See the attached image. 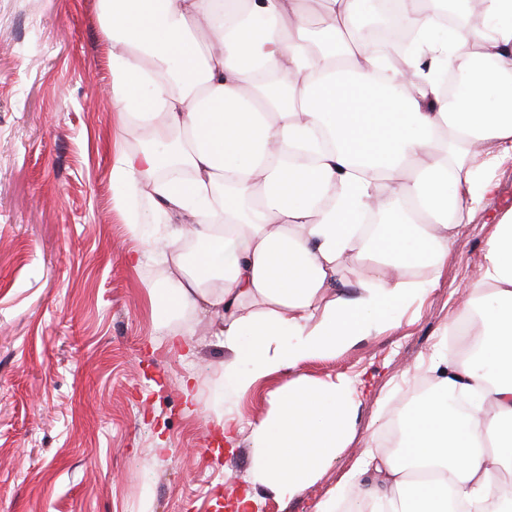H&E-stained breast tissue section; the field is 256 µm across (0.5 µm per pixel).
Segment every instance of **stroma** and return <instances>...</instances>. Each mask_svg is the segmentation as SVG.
I'll return each mask as SVG.
<instances>
[{
    "mask_svg": "<svg viewBox=\"0 0 512 512\" xmlns=\"http://www.w3.org/2000/svg\"><path fill=\"white\" fill-rule=\"evenodd\" d=\"M111 61L98 0H0V512H232L249 430L228 449L217 398L244 421L274 409V376L224 392V345L203 321L172 347L153 290L168 264L130 235L112 188ZM440 282L399 327L301 368L361 379L351 439L295 498L260 512H331L336 488L391 411L406 373L466 300L491 224L512 210V153L491 170Z\"/></svg>",
    "mask_w": 512,
    "mask_h": 512,
    "instance_id": "1",
    "label": "stroma"
}]
</instances>
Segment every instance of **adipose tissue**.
<instances>
[{
  "label": "adipose tissue",
  "instance_id": "1",
  "mask_svg": "<svg viewBox=\"0 0 512 512\" xmlns=\"http://www.w3.org/2000/svg\"><path fill=\"white\" fill-rule=\"evenodd\" d=\"M366 2L100 0L118 129L145 142L117 155L112 184L132 234L142 197L167 218L154 238L174 271L154 299L210 318L234 393L282 376L251 439L255 480L284 500L335 460L357 409L352 379L314 384L302 365L398 326L438 285L512 149V0L453 31L430 0H399L417 39L397 67L351 39ZM475 50L496 66L452 111L434 74ZM169 142L189 192L155 175ZM373 209L400 219L368 240L357 221ZM449 319L472 320L477 346L415 370L428 384L398 412L395 449L365 448L345 476L356 512H512V211Z\"/></svg>",
  "mask_w": 512,
  "mask_h": 512
}]
</instances>
